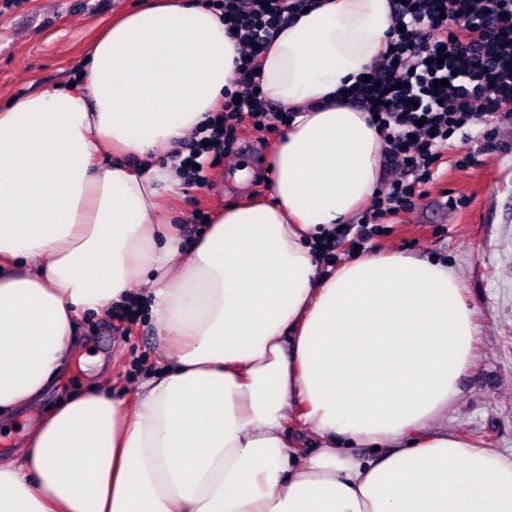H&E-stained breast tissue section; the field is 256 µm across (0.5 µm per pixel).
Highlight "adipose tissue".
Masks as SVG:
<instances>
[{
  "mask_svg": "<svg viewBox=\"0 0 512 512\" xmlns=\"http://www.w3.org/2000/svg\"><path fill=\"white\" fill-rule=\"evenodd\" d=\"M391 26L389 0L288 20L258 67L294 114L274 201L226 204L189 240L158 214L234 82L219 11L143 0L90 44L84 82L0 109V420L67 372L83 313L149 300L160 355L132 399L92 384L39 414L0 457V512H512V461L448 426L474 363L454 272L380 251L325 270L312 249L383 180L387 145L341 90Z\"/></svg>",
  "mask_w": 512,
  "mask_h": 512,
  "instance_id": "ef3b65f1",
  "label": "adipose tissue"
}]
</instances>
